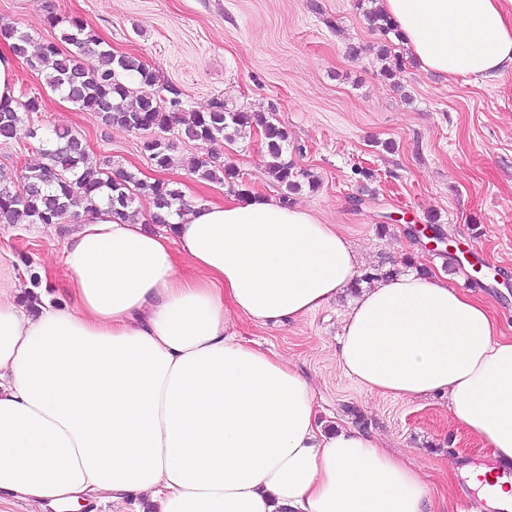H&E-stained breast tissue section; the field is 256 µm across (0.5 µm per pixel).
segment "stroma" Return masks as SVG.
<instances>
[{"mask_svg":"<svg viewBox=\"0 0 512 512\" xmlns=\"http://www.w3.org/2000/svg\"><path fill=\"white\" fill-rule=\"evenodd\" d=\"M77 17L118 53L138 57L159 82L178 86L190 110L270 112L288 131L285 158L308 172L294 202L334 225L362 258L363 270L402 268L404 259L447 276L451 287L481 297L504 335L512 336V78L444 81L406 60L393 79L380 74L379 46L406 48L376 31L357 0H0V22L35 41L59 40L53 18ZM363 46L358 58L349 44ZM16 98L38 97L34 126L78 133L91 160L151 182L173 183L189 200L220 201L233 189L280 198L265 166L260 131L217 145L180 142L175 164L156 171L144 134L105 127L53 93L42 76L16 63ZM220 153L236 184L198 179L190 161ZM435 220L458 252L475 249L481 282L469 266L426 250L408 224ZM75 223L0 224V289L24 283L28 267H46L48 296L66 299L62 250ZM351 294L295 321L245 326L241 332L281 353L310 380L325 423L379 436L385 448L421 468L432 512H460L475 499L450 459L462 465L489 450L455 424L440 395L394 399L361 390L338 361L342 316Z\"/></svg>","mask_w":512,"mask_h":512,"instance_id":"1","label":"stroma"}]
</instances>
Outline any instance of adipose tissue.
Instances as JSON below:
<instances>
[{
  "instance_id": "ef3b65f1",
  "label": "adipose tissue",
  "mask_w": 512,
  "mask_h": 512,
  "mask_svg": "<svg viewBox=\"0 0 512 512\" xmlns=\"http://www.w3.org/2000/svg\"><path fill=\"white\" fill-rule=\"evenodd\" d=\"M421 69L512 76V0H378ZM186 260L195 274L178 270ZM69 299L0 292V505L95 512H427L420 467L351 427L325 431L287 358L230 330L341 295L360 257L334 225L260 193L190 206L168 231L84 212L62 251ZM339 362L361 389L441 395L512 467V336L447 276L361 291Z\"/></svg>"
}]
</instances>
